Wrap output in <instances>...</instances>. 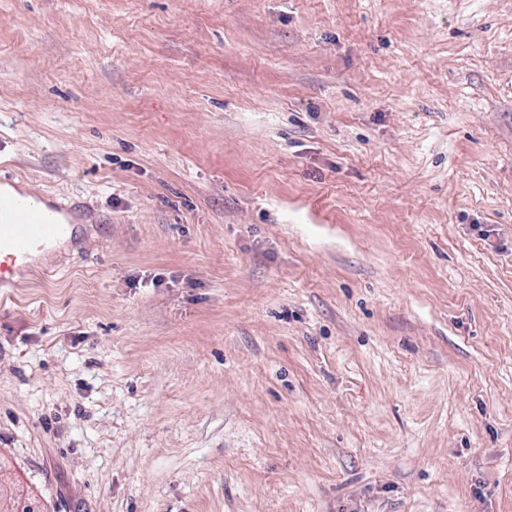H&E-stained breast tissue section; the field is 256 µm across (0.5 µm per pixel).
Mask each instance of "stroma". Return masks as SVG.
Returning a JSON list of instances; mask_svg holds the SVG:
<instances>
[{"label":"stroma","instance_id":"stroma-1","mask_svg":"<svg viewBox=\"0 0 512 512\" xmlns=\"http://www.w3.org/2000/svg\"><path fill=\"white\" fill-rule=\"evenodd\" d=\"M4 172L31 512H512V0H0ZM0 179V288H16L47 253L70 243L77 225L68 224L66 203L14 196L2 190Z\"/></svg>","mask_w":512,"mask_h":512}]
</instances>
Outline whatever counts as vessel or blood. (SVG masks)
Listing matches in <instances>:
<instances>
[{"label":"vessel or blood","mask_w":512,"mask_h":512,"mask_svg":"<svg viewBox=\"0 0 512 512\" xmlns=\"http://www.w3.org/2000/svg\"><path fill=\"white\" fill-rule=\"evenodd\" d=\"M69 213L66 203L44 206L0 189V288L17 287L43 256L75 238Z\"/></svg>","instance_id":"1"}]
</instances>
